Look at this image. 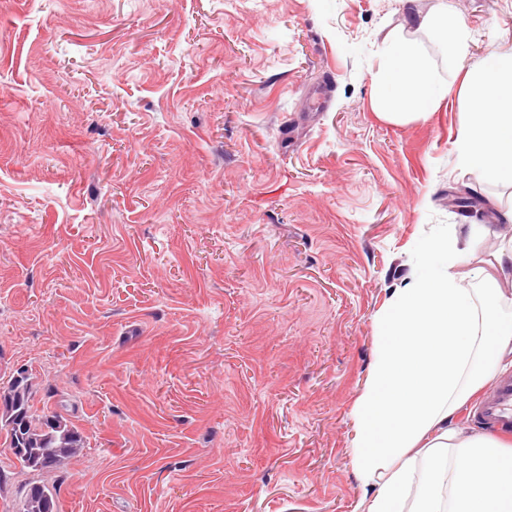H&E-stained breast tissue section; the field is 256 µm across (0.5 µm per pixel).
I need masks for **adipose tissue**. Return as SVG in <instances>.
I'll use <instances>...</instances> for the list:
<instances>
[{"label": "adipose tissue", "mask_w": 512, "mask_h": 512, "mask_svg": "<svg viewBox=\"0 0 512 512\" xmlns=\"http://www.w3.org/2000/svg\"><path fill=\"white\" fill-rule=\"evenodd\" d=\"M416 31L442 30L448 63L467 67L476 109L459 136L458 162L512 183V54L465 65L469 37L455 19L400 0ZM379 106L426 116L448 94L415 42L388 41L373 76ZM418 261L379 318L372 371L357 400V469L376 491L366 512H512V452L482 434L460 436L449 417L512 366V297L494 283L457 284L460 251L424 242Z\"/></svg>", "instance_id": "adipose-tissue-1"}]
</instances>
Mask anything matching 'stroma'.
I'll list each match as a JSON object with an SVG mask.
<instances>
[{
  "label": "stroma",
  "mask_w": 512,
  "mask_h": 512,
  "mask_svg": "<svg viewBox=\"0 0 512 512\" xmlns=\"http://www.w3.org/2000/svg\"><path fill=\"white\" fill-rule=\"evenodd\" d=\"M512 52V0H418ZM448 94L373 104L386 40ZM466 72L399 0H0V386L85 446L34 472L0 427V512H354L379 313L419 242L512 274V184L461 167ZM320 91L325 104L312 108ZM23 512H57L56 498L44 485L29 486Z\"/></svg>",
  "instance_id": "35a3bbf8"
}]
</instances>
